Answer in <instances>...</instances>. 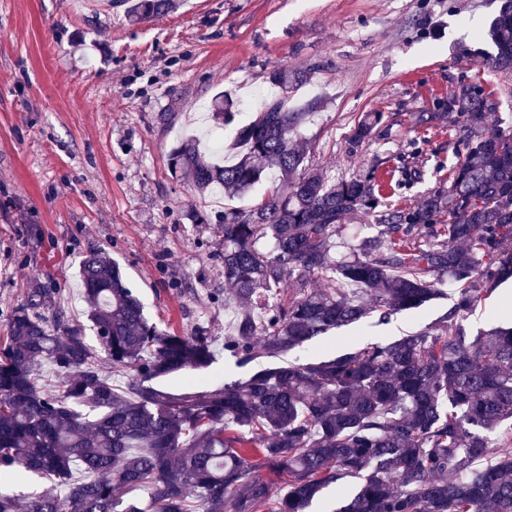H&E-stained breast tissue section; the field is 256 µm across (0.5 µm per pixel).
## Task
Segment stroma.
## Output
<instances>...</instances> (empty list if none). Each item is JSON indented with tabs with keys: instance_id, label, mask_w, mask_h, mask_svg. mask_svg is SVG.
<instances>
[{
	"instance_id": "obj_1",
	"label": "stroma",
	"mask_w": 512,
	"mask_h": 512,
	"mask_svg": "<svg viewBox=\"0 0 512 512\" xmlns=\"http://www.w3.org/2000/svg\"><path fill=\"white\" fill-rule=\"evenodd\" d=\"M501 0H181L132 22L121 0H0V336L36 288L94 337L80 292L81 261L116 260L160 327L215 336L204 372L219 385L244 371L224 354L222 241L197 214L249 200L198 195L173 176L168 154L222 91L245 101L273 70H302L291 102L321 106L303 131L306 162L329 176L375 170L399 183L390 201L413 206L446 183L453 123L420 125L459 84H475L512 125V75L489 64L486 32ZM377 133L356 154L346 139L361 114ZM512 280L483 297L464 325H512ZM456 290L378 326L329 331L288 360L325 357L434 326Z\"/></svg>"
}]
</instances>
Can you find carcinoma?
Masks as SVG:
<instances>
[{
  "instance_id": "cac0c4a2",
  "label": "carcinoma",
  "mask_w": 512,
  "mask_h": 512,
  "mask_svg": "<svg viewBox=\"0 0 512 512\" xmlns=\"http://www.w3.org/2000/svg\"><path fill=\"white\" fill-rule=\"evenodd\" d=\"M177 0H130L126 17L165 14ZM491 64L512 73V0L492 22ZM282 95L234 127L229 164L195 140L169 154L172 172L202 196L218 187L250 197L266 174L293 182L248 209H226L224 303L237 310L224 352L240 366L278 357L376 312L379 321L432 300L446 275L457 299L439 321L385 342L249 371L243 380L176 394L159 385L214 361L199 329L176 334L151 322L120 266L93 250L81 265L99 348L84 328L34 311L37 288L0 336V512H314L339 477L354 484L329 512H512V327L472 335L459 321L482 294L512 278V129H484L495 105L462 84L437 112L458 129L448 185L413 207L383 202L375 171L331 181L304 163L299 128L317 108L289 105L305 74L275 70ZM218 126L234 120L228 94L212 98ZM382 119L370 112L347 139L354 154ZM358 216L381 227L336 256V236ZM315 280L323 282L313 288ZM133 375L114 385L99 353ZM50 366L58 391L41 389ZM288 473L285 492L252 475ZM44 480L34 497L10 487ZM141 491L142 500L124 497Z\"/></svg>"
}]
</instances>
